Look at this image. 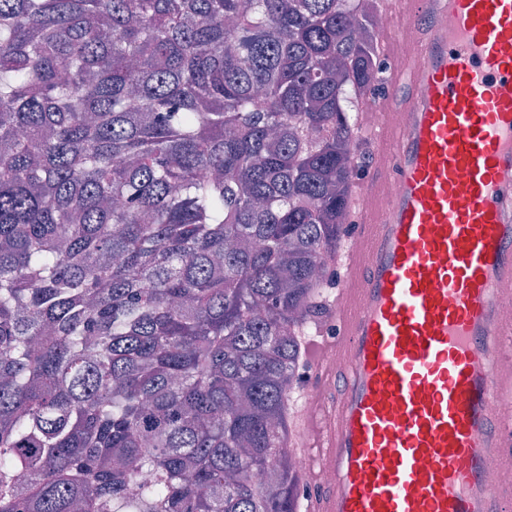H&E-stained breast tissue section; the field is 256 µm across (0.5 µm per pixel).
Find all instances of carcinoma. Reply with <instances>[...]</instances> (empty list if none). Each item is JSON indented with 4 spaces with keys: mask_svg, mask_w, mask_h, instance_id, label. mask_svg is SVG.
Returning a JSON list of instances; mask_svg holds the SVG:
<instances>
[{
    "mask_svg": "<svg viewBox=\"0 0 512 512\" xmlns=\"http://www.w3.org/2000/svg\"><path fill=\"white\" fill-rule=\"evenodd\" d=\"M379 17L0 0V512H299Z\"/></svg>",
    "mask_w": 512,
    "mask_h": 512,
    "instance_id": "1",
    "label": "carcinoma"
}]
</instances>
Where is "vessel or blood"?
<instances>
[{
	"mask_svg": "<svg viewBox=\"0 0 512 512\" xmlns=\"http://www.w3.org/2000/svg\"><path fill=\"white\" fill-rule=\"evenodd\" d=\"M382 8L426 23L391 71L405 98L375 104V164L349 193L357 244L329 257L337 288L304 341L306 382L328 393L312 409L292 399L300 502L512 512V0Z\"/></svg>",
	"mask_w": 512,
	"mask_h": 512,
	"instance_id": "1",
	"label": "vessel or blood"
}]
</instances>
